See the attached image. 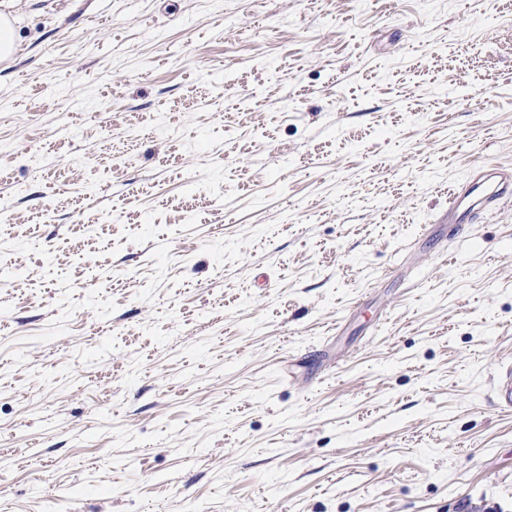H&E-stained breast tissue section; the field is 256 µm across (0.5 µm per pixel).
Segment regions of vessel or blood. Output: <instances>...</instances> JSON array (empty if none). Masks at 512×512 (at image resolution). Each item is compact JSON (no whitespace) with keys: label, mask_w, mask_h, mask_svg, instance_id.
<instances>
[{"label":"vessel or blood","mask_w":512,"mask_h":512,"mask_svg":"<svg viewBox=\"0 0 512 512\" xmlns=\"http://www.w3.org/2000/svg\"><path fill=\"white\" fill-rule=\"evenodd\" d=\"M512 195V173L488 166L455 191L443 220L448 224L472 223L480 211Z\"/></svg>","instance_id":"obj_1"}]
</instances>
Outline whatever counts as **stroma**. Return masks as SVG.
I'll return each mask as SVG.
<instances>
[{"label": "stroma", "instance_id": "stroma-1", "mask_svg": "<svg viewBox=\"0 0 512 512\" xmlns=\"http://www.w3.org/2000/svg\"><path fill=\"white\" fill-rule=\"evenodd\" d=\"M0 512H512V0H9ZM512 195V176L500 168L488 166L455 191L448 203L442 224H471L480 211Z\"/></svg>", "mask_w": 512, "mask_h": 512}]
</instances>
